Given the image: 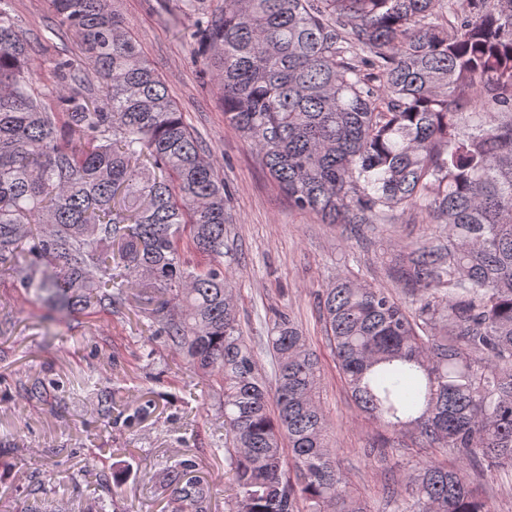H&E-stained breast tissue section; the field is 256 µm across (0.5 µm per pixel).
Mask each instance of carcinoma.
<instances>
[{
    "label": "carcinoma",
    "mask_w": 512,
    "mask_h": 512,
    "mask_svg": "<svg viewBox=\"0 0 512 512\" xmlns=\"http://www.w3.org/2000/svg\"><path fill=\"white\" fill-rule=\"evenodd\" d=\"M206 2L180 11L224 120L294 209L322 224L420 210L441 225L404 248L401 277L421 288L410 304L343 275L319 313L392 447L453 456L386 485L396 512H499L470 476L512 471V0ZM53 5L84 66L59 59L46 93L0 0V271L63 316L143 299L153 335L216 385L230 512H371L336 467L321 361L292 319L267 339L274 378L259 366L226 275L224 181L129 23L113 0ZM193 467L167 471L175 512H207Z\"/></svg>",
    "instance_id": "1"
}]
</instances>
